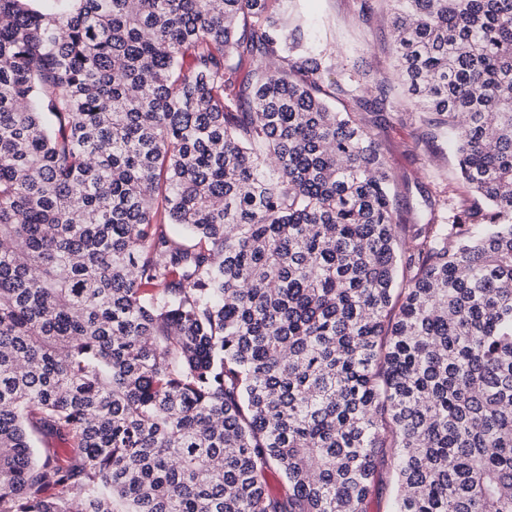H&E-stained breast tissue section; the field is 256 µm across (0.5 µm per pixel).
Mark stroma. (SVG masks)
Wrapping results in <instances>:
<instances>
[{"instance_id": "stroma-1", "label": "stroma", "mask_w": 512, "mask_h": 512, "mask_svg": "<svg viewBox=\"0 0 512 512\" xmlns=\"http://www.w3.org/2000/svg\"><path fill=\"white\" fill-rule=\"evenodd\" d=\"M389 14L387 0H290L281 17L303 25L308 52L328 66L326 83L346 91L336 109L357 112L375 140L395 177L399 223L444 224L455 205L481 218L486 206L460 179L447 131L403 97Z\"/></svg>"}]
</instances>
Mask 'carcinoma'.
I'll list each match as a JSON object with an SVG mask.
<instances>
[{
	"instance_id": "1",
	"label": "carcinoma",
	"mask_w": 512,
	"mask_h": 512,
	"mask_svg": "<svg viewBox=\"0 0 512 512\" xmlns=\"http://www.w3.org/2000/svg\"><path fill=\"white\" fill-rule=\"evenodd\" d=\"M282 2L0 0V512H512V0H391L482 224L394 222Z\"/></svg>"
}]
</instances>
